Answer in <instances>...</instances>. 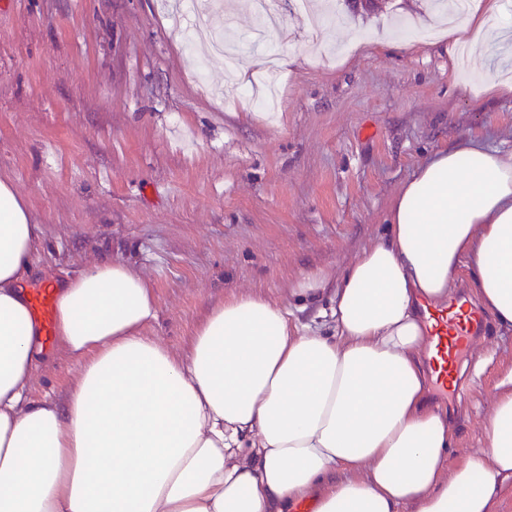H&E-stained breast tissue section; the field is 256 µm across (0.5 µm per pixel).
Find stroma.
<instances>
[{
  "label": "stroma",
  "mask_w": 512,
  "mask_h": 512,
  "mask_svg": "<svg viewBox=\"0 0 512 512\" xmlns=\"http://www.w3.org/2000/svg\"><path fill=\"white\" fill-rule=\"evenodd\" d=\"M214 29L245 38L240 65L289 58L274 119L226 94L223 61L195 47L192 7L164 0H0V177L41 229L32 281L102 258L154 284L147 335L185 347L214 305L258 292L289 301L311 270L341 273L385 236L390 200L427 153L472 138L512 141V39L473 60L431 28L430 0L344 5L310 19L276 0L279 26L255 43V0H218ZM462 391L431 388L451 412L453 469L485 447L484 420L512 371V331L485 323ZM79 366L48 357L34 398L63 399Z\"/></svg>",
  "instance_id": "1"
}]
</instances>
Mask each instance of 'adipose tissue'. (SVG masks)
Instances as JSON below:
<instances>
[{
    "mask_svg": "<svg viewBox=\"0 0 512 512\" xmlns=\"http://www.w3.org/2000/svg\"><path fill=\"white\" fill-rule=\"evenodd\" d=\"M501 0L449 26L476 53L508 37ZM387 235L340 276L290 290L330 301V332L242 293L187 347L147 336L152 283L121 261L53 281L57 347L79 366L63 401L34 400L45 357L24 283L41 246L0 178V512H495L512 481V372L486 445L444 466L451 420L428 397L420 311L473 295L512 329V147L468 139L429 155L392 199Z\"/></svg>",
    "mask_w": 512,
    "mask_h": 512,
    "instance_id": "1",
    "label": "adipose tissue"
}]
</instances>
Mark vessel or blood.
I'll return each mask as SVG.
<instances>
[{
    "instance_id": "obj_1",
    "label": "vessel or blood",
    "mask_w": 512,
    "mask_h": 512,
    "mask_svg": "<svg viewBox=\"0 0 512 512\" xmlns=\"http://www.w3.org/2000/svg\"><path fill=\"white\" fill-rule=\"evenodd\" d=\"M56 305L57 299L53 289L31 290V313L41 329L44 342L48 344L55 338ZM426 313L431 325L430 334L434 347L432 361L437 373V382L443 386L447 383L448 363L476 349L483 328V315L463 295L456 296L448 307H430Z\"/></svg>"
}]
</instances>
